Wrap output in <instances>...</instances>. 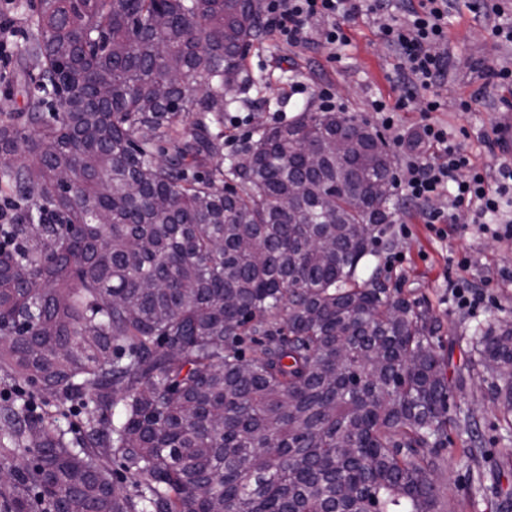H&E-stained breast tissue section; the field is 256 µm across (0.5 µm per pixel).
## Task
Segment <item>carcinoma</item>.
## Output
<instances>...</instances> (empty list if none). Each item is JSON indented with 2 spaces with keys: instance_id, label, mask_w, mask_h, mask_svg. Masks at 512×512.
Here are the masks:
<instances>
[{
  "instance_id": "1",
  "label": "carcinoma",
  "mask_w": 512,
  "mask_h": 512,
  "mask_svg": "<svg viewBox=\"0 0 512 512\" xmlns=\"http://www.w3.org/2000/svg\"><path fill=\"white\" fill-rule=\"evenodd\" d=\"M32 10L30 110L0 126L22 154L0 186L25 190L0 377L98 413L71 437L0 403V512H440L436 320L357 275L394 206L381 137L306 107L224 161L254 0ZM474 345L512 435V322Z\"/></svg>"
}]
</instances>
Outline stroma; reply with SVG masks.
I'll return each instance as SVG.
<instances>
[{
	"mask_svg": "<svg viewBox=\"0 0 512 512\" xmlns=\"http://www.w3.org/2000/svg\"><path fill=\"white\" fill-rule=\"evenodd\" d=\"M30 14L29 7L15 9L20 49L0 83V110L10 119L29 109L21 84ZM390 18V12L384 11L358 19L349 31L351 42L337 61L325 48L291 47L263 33L245 57L247 72L262 84L239 95L231 105L230 120L224 125L226 155L234 156L249 142L256 122L276 125L293 120L306 104L320 105L325 90L341 103L343 112L389 139L372 103L381 98L395 101L401 89L398 58L379 35L380 26ZM448 57V78L438 88L442 106L434 117L447 125L476 164H494L485 143L498 123L512 118V87L489 83L483 69L512 62V45L497 43L461 8L448 16ZM467 98L473 105L464 112L458 103ZM235 116L242 119L236 126L231 123ZM393 201L392 221L376 227L375 254L360 276H379L395 294L438 319L436 351L446 359L444 372L456 388L449 401L454 423L438 450L441 467L434 478L450 491L453 512H496L499 496L512 492V440L501 427L489 381L472 369V337L497 321L512 320V242H499L478 231L465 214L446 236H435L420 212L404 203L401 193H394ZM458 279L485 289L489 302L473 314L458 309L448 287L449 281ZM473 441L483 452L470 465H462L463 450Z\"/></svg>",
	"mask_w": 512,
	"mask_h": 512,
	"instance_id": "stroma-1",
	"label": "stroma"
}]
</instances>
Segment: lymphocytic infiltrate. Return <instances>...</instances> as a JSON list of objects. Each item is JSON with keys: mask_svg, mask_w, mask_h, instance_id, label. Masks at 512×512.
Instances as JSON below:
<instances>
[{"mask_svg": "<svg viewBox=\"0 0 512 512\" xmlns=\"http://www.w3.org/2000/svg\"><path fill=\"white\" fill-rule=\"evenodd\" d=\"M385 0H267L266 24L278 39L291 47L310 42L312 22L324 21L320 35L323 47L338 51L350 39L346 23L358 16L378 13ZM405 8L391 23L383 25V43L399 59L401 94L395 103H372L381 124L396 145L404 146L399 114L410 109L421 112L422 120L413 138L416 149L404 154L407 180L405 200L419 209L426 224L452 223L456 213L471 215L473 223L493 237L512 240V221L499 217V199L512 188V158L499 157L495 167L476 165L470 154L448 137L447 128L437 123L433 112L442 103L436 97L419 99L420 91L444 80L448 58L437 47L448 38V13L453 0H403ZM500 219L490 228L489 219Z\"/></svg>", "mask_w": 512, "mask_h": 512, "instance_id": "lymphocytic-infiltrate-1", "label": "lymphocytic infiltrate"}]
</instances>
